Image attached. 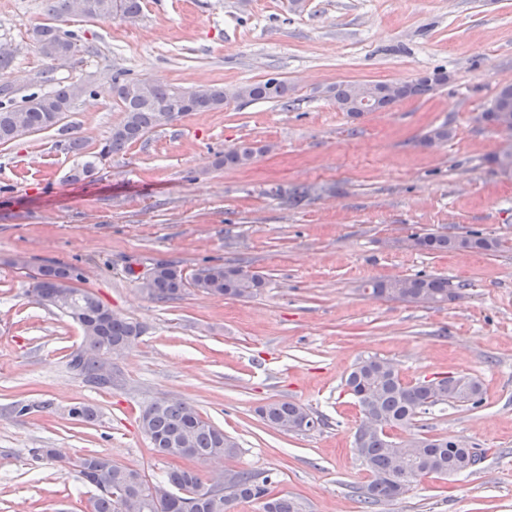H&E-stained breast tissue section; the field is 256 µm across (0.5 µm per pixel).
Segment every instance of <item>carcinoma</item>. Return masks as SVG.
<instances>
[{
	"label": "carcinoma",
	"mask_w": 512,
	"mask_h": 512,
	"mask_svg": "<svg viewBox=\"0 0 512 512\" xmlns=\"http://www.w3.org/2000/svg\"><path fill=\"white\" fill-rule=\"evenodd\" d=\"M49 21L32 31L39 52L51 60H68L77 53L73 34L64 24L73 16L86 19L110 20L114 17L135 19L140 15V0H44ZM448 80L442 71L419 77L411 82L389 85L378 82L370 88L372 97L368 111H381L395 102L420 97ZM359 83H338L328 92L343 112L361 114L356 106ZM112 97L123 112L122 121L112 128L101 143L99 156L107 158L124 151L130 144L142 139L149 131L160 127L187 111L209 112L222 108L225 89L201 85L192 89L163 86L145 78H134L124 72L112 75ZM248 101L282 102L288 99V83L278 77L238 87ZM83 96L94 98L96 90L83 84H68L43 94L33 93L17 104L0 100V144H7L26 133L40 132L56 126L64 112ZM488 126L501 128L512 120V84L502 86L490 106L481 113ZM268 150L255 142L243 141L224 151L218 165L240 168L250 165ZM410 249L427 253L452 251L494 252L500 247L496 238L479 235L449 236L439 233L412 235ZM84 280L80 268L63 263H51L38 269V282L31 284L29 293L35 303L54 307L83 327L82 344L67 355V366L77 375L98 385L109 386L112 381H96L99 360L109 352V346L130 342L140 336L141 327L117 316L93 292L85 288H69L67 280ZM264 278L255 274L249 278L239 274L233 265L214 264L197 268L186 277L173 264L156 266L151 278L141 284L142 291L151 299L166 302L178 298L186 289L230 298H252L264 288ZM371 293L404 303L418 304L429 298L435 304L448 301L451 289L448 279L434 274H417L408 278L375 280L368 283ZM363 418L380 423V431L368 435L356 448L366 469L375 480L362 488V501L369 507L402 494L400 487L388 476L393 472L403 449L386 429L407 425L440 405L463 406L481 403L482 386L470 377L443 378L425 383L403 381L394 365L385 359L368 357L355 364L346 379ZM267 425L288 431V424L302 417L307 409L288 399L271 401L257 409ZM71 419L90 422L96 411L86 404H76L69 411ZM139 430L151 448L161 457L203 463L210 457L236 456L238 444L224 431L204 419L197 408L185 401L148 402L139 416ZM479 453L457 448L446 437L424 441L405 461L411 474L445 476L458 473L463 466L477 464ZM63 471L77 476L86 473L95 489L93 512H234L241 501L261 503L262 512H300L297 501L286 494H273L271 474L250 470L234 472V481L224 488L219 501L194 497H178L158 504L151 498L150 481L139 469L113 462L104 455H75L56 459ZM163 482L175 489H191L196 494L204 490L209 475L193 467H174Z\"/></svg>",
	"instance_id": "1"
}]
</instances>
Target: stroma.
Masks as SVG:
<instances>
[{"mask_svg":"<svg viewBox=\"0 0 512 512\" xmlns=\"http://www.w3.org/2000/svg\"><path fill=\"white\" fill-rule=\"evenodd\" d=\"M138 19L70 18L75 57H43L31 31L43 0H0V73L13 101L84 83L60 128L0 145V512H91L93 491L36 448L102 454L162 479L169 459L137 427L166 395L195 405L235 439L228 470L272 472L274 491L303 512H512V173L494 156L512 135L480 114L512 84V0H141ZM426 96L359 117L329 93L339 82L404 83L436 70ZM232 88L271 76L287 105L229 101L155 128L97 160L122 118L110 78ZM447 125L448 141L425 144ZM80 135L85 147L64 148ZM269 145L252 164L224 169L219 153ZM296 185L311 189L287 202ZM497 238L495 252L426 254L396 247L414 233ZM79 267L84 288L141 336L112 358V384L67 366L81 342L71 318L34 303L42 265ZM175 263L183 273L231 264L261 274L249 299L186 290L157 302L139 279ZM447 277L453 296L431 307L368 295L367 282ZM392 362L417 382L480 380L477 408L439 406L390 429L393 440L453 436L475 446L473 469L411 485L365 509L370 474L354 447L362 414L345 379L361 359ZM291 399L323 424L310 433L267 426L258 406ZM27 405L26 414L15 411ZM78 403L94 422L73 423Z\"/></svg>","mask_w":512,"mask_h":512,"instance_id":"35a3bbf8","label":"stroma"}]
</instances>
